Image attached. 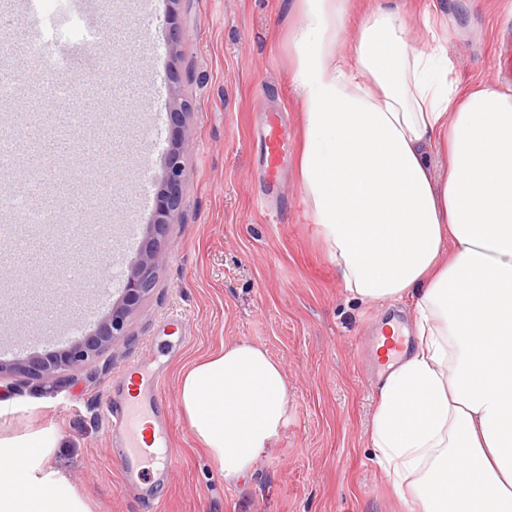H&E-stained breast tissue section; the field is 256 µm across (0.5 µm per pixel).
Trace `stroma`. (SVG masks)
Masks as SVG:
<instances>
[{"label": "stroma", "mask_w": 512, "mask_h": 512, "mask_svg": "<svg viewBox=\"0 0 512 512\" xmlns=\"http://www.w3.org/2000/svg\"><path fill=\"white\" fill-rule=\"evenodd\" d=\"M151 4L144 42H137L142 2ZM411 35L427 36L425 20H448L446 49L461 84L497 86L495 43L512 29L503 0H404ZM85 25L106 36L73 71L80 86L95 59L125 55L124 66L86 108L112 119L113 163L70 158L94 185L110 191L102 214L80 196L86 224L111 243L95 265V287L76 271L68 288L47 294L0 251V353L9 362L47 356L94 333L119 296L138 249L124 226L135 221L144 239L155 214L167 153L176 135V95L191 108L185 128L188 181L170 229L155 288L131 334L103 353L91 372L62 384L0 382V435L39 433L56 439L55 465L93 512H407L379 467L369 432L382 379L373 363L378 327L391 307L348 300L319 236L297 167L301 104L291 81L285 0H94ZM287 124L286 157L271 190L260 113ZM153 201L142 211L141 191ZM245 340L279 361L292 391L276 447L256 461L243 483L229 486L178 407L182 373L224 345ZM165 380V402L154 406L168 432L171 460L145 464L127 482L126 460L103 409V396L126 401L119 376L133 364Z\"/></svg>", "instance_id": "stroma-1"}]
</instances>
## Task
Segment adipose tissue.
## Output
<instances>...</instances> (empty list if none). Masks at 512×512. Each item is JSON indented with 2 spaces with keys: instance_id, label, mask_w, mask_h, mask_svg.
Instances as JSON below:
<instances>
[{
  "instance_id": "ef3b65f1",
  "label": "adipose tissue",
  "mask_w": 512,
  "mask_h": 512,
  "mask_svg": "<svg viewBox=\"0 0 512 512\" xmlns=\"http://www.w3.org/2000/svg\"><path fill=\"white\" fill-rule=\"evenodd\" d=\"M356 3L295 0L288 54L303 189L338 276L351 299L413 301L371 446L421 512H512V95L460 86L447 30L414 43L391 0ZM289 392L245 341L183 373L179 410L225 484L275 445ZM55 446L0 437V512H91Z\"/></svg>"
}]
</instances>
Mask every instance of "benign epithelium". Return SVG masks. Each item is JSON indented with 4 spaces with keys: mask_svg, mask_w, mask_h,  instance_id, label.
<instances>
[{
    "mask_svg": "<svg viewBox=\"0 0 512 512\" xmlns=\"http://www.w3.org/2000/svg\"><path fill=\"white\" fill-rule=\"evenodd\" d=\"M186 142L178 135L170 149L153 224L137 262L129 269L119 298L97 331L52 355H32L15 362L0 361V381L20 378L27 381L64 382L87 369L102 352L117 346L130 335L131 320L154 289L159 268L166 260L162 241L169 234L183 200L188 178L184 161Z\"/></svg>",
    "mask_w": 512,
    "mask_h": 512,
    "instance_id": "7a95c632",
    "label": "benign epithelium"
}]
</instances>
